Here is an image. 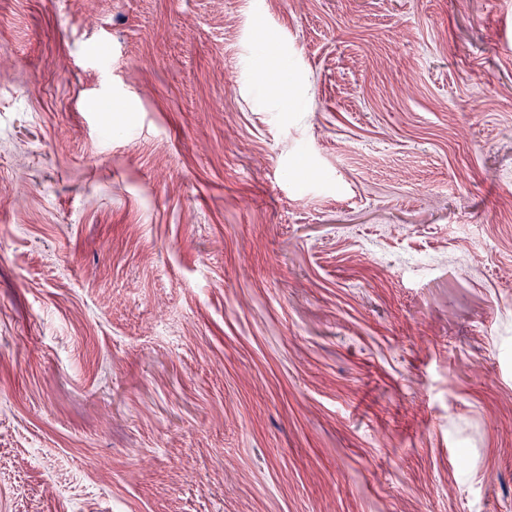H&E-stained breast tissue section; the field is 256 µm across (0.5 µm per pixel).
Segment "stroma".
I'll use <instances>...</instances> for the list:
<instances>
[{"mask_svg":"<svg viewBox=\"0 0 512 512\" xmlns=\"http://www.w3.org/2000/svg\"><path fill=\"white\" fill-rule=\"evenodd\" d=\"M0 512H512V0H0Z\"/></svg>","mask_w":512,"mask_h":512,"instance_id":"obj_1","label":"stroma"}]
</instances>
